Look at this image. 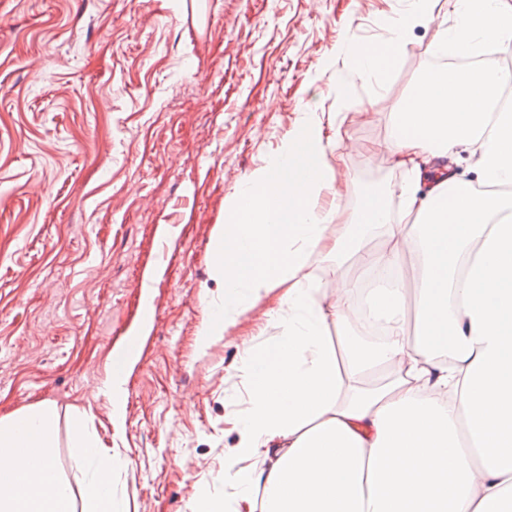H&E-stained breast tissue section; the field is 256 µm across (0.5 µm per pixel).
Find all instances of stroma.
I'll return each instance as SVG.
<instances>
[{"instance_id":"stroma-1","label":"stroma","mask_w":512,"mask_h":512,"mask_svg":"<svg viewBox=\"0 0 512 512\" xmlns=\"http://www.w3.org/2000/svg\"><path fill=\"white\" fill-rule=\"evenodd\" d=\"M406 0H0V417L59 412L70 482L82 426L120 449L129 512H190L224 476L247 398L243 345L279 336L257 303L198 353L217 224L236 189L298 133L300 112L340 127L349 220L366 179L390 206L405 175L384 150L395 112L435 55L415 27L381 80L355 77L348 39H378ZM352 79L344 102L338 76ZM367 113L364 121L356 113ZM315 287L359 276L312 255ZM122 427L100 389L125 352Z\"/></svg>"}]
</instances>
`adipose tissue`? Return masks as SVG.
<instances>
[{"label": "adipose tissue", "instance_id": "obj_1", "mask_svg": "<svg viewBox=\"0 0 512 512\" xmlns=\"http://www.w3.org/2000/svg\"><path fill=\"white\" fill-rule=\"evenodd\" d=\"M410 0L372 42H346L358 76L383 78L411 30L436 24L437 44L456 54L512 40L503 0ZM512 74L490 67L424 72L396 113L385 149L410 176L399 212L378 192L361 194L339 223L322 194L343 186L325 153V131L301 113V138L238 189L218 225L212 272L220 304L205 302L196 346L206 351L262 299L281 329L246 350L248 407L224 455L221 486L202 488L191 512H512V111L498 106ZM470 180L459 178V152ZM385 237L367 249L376 231ZM419 262L406 267L408 252ZM356 254L368 270L409 276L368 289L339 280L311 288L315 254ZM382 323L357 333L361 309ZM58 411L46 401L0 418V512H123L111 449L77 432L71 484L57 466ZM269 460L257 467L259 457ZM261 499H254V492Z\"/></svg>", "mask_w": 512, "mask_h": 512}]
</instances>
